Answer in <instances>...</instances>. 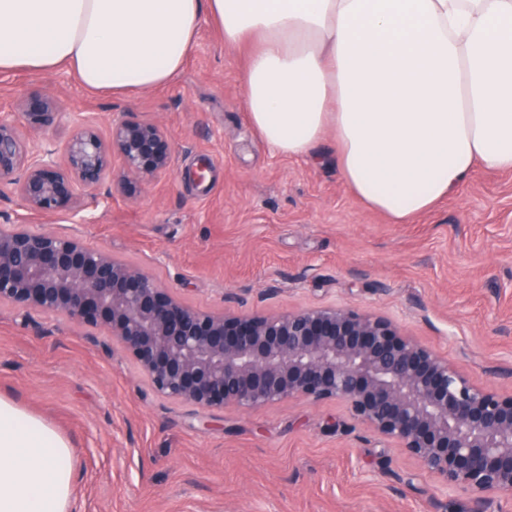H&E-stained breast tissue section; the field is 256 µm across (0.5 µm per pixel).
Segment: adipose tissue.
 <instances>
[{
  "mask_svg": "<svg viewBox=\"0 0 512 512\" xmlns=\"http://www.w3.org/2000/svg\"><path fill=\"white\" fill-rule=\"evenodd\" d=\"M205 16L253 47L243 91L263 141L305 157L333 128L346 183L391 222L476 166L512 171V0H0V72L153 88ZM74 483L69 440L0 396V512H74Z\"/></svg>",
  "mask_w": 512,
  "mask_h": 512,
  "instance_id": "obj_1",
  "label": "adipose tissue"
}]
</instances>
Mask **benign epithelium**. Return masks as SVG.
Listing matches in <instances>:
<instances>
[{"mask_svg":"<svg viewBox=\"0 0 512 512\" xmlns=\"http://www.w3.org/2000/svg\"><path fill=\"white\" fill-rule=\"evenodd\" d=\"M22 111L46 129L57 104L34 97ZM114 155L123 165L119 189L130 198L172 165L168 137L154 122L114 121L106 139L78 124L58 156L29 150L13 121L0 118V179L25 168L17 192L33 216L78 214V189L107 179ZM0 302L107 329L163 397L203 411L341 400L444 483L479 500L512 494V394L472 384L385 317L336 306L201 311L106 251L22 224L0 225Z\"/></svg>","mask_w":512,"mask_h":512,"instance_id":"1","label":"benign epithelium"}]
</instances>
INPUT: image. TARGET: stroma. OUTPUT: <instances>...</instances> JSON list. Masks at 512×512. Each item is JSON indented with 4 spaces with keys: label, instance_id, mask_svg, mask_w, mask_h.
<instances>
[{
    "label": "stroma",
    "instance_id": "stroma-1",
    "mask_svg": "<svg viewBox=\"0 0 512 512\" xmlns=\"http://www.w3.org/2000/svg\"><path fill=\"white\" fill-rule=\"evenodd\" d=\"M247 55L205 17L156 88L105 94L65 67L0 73V116L29 146L59 151L76 119L105 136L121 117L159 123L173 152L133 200L113 160L75 216L29 215L2 179L0 224L77 236L203 311L380 314L473 384L512 392V171L477 166L431 211L391 223L346 184L334 130L307 158L267 147L246 110ZM34 96L57 101L52 127L27 124L19 105ZM0 395L71 441L76 512H512L511 495L446 485L341 401L227 408L201 426L105 331L7 302Z\"/></svg>",
    "mask_w": 512,
    "mask_h": 512
}]
</instances>
